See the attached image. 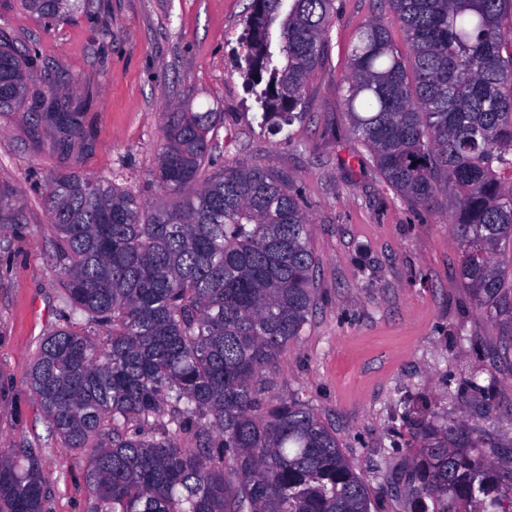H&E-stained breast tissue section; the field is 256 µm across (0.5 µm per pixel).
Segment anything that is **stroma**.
I'll return each mask as SVG.
<instances>
[{
	"mask_svg": "<svg viewBox=\"0 0 512 512\" xmlns=\"http://www.w3.org/2000/svg\"><path fill=\"white\" fill-rule=\"evenodd\" d=\"M250 0H89L68 19L0 0V39L37 52L27 82L64 73L91 138L61 154L54 133L26 112H0V187L19 221L0 224V449L33 448L45 512H88L87 459L55 435L26 375L39 344L65 321L62 276L46 206L50 176L78 172L141 194L150 187L167 115L220 112L216 166H255L289 183L310 220L319 258L317 300L302 336L278 358L268 396H299L335 429L371 497V512H406L388 477L422 443L402 401L426 395L438 421L512 449V367L493 362L495 338L456 281L459 250L443 202L411 205L384 184L350 130L341 86L349 49L371 19L398 24L380 0H335L325 59L301 121L264 125L239 67ZM464 324L459 336L454 324ZM489 377L470 385L471 370Z\"/></svg>",
	"mask_w": 512,
	"mask_h": 512,
	"instance_id": "1",
	"label": "stroma"
}]
</instances>
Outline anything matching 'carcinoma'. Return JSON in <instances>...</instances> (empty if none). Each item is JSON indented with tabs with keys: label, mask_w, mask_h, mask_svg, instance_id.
<instances>
[{
	"label": "carcinoma",
	"mask_w": 512,
	"mask_h": 512,
	"mask_svg": "<svg viewBox=\"0 0 512 512\" xmlns=\"http://www.w3.org/2000/svg\"><path fill=\"white\" fill-rule=\"evenodd\" d=\"M410 45L368 20L344 100L383 181L413 206L445 195L457 281L512 354V0H383ZM64 20L85 0H21ZM332 0H252L241 69L266 124L302 117L327 52ZM35 55L0 41V112L24 100L65 149L87 137L75 77L29 90ZM221 112L169 113L152 211L109 180L49 181L66 325L27 382L53 432L87 456L92 512H371L336 433L299 397L267 400L277 357L302 335L319 258L296 191L258 167L216 169ZM167 421L160 422L161 418ZM455 423L424 422L391 477L409 512H512V467ZM33 448L0 450V512H44Z\"/></svg>",
	"instance_id": "carcinoma-1"
}]
</instances>
